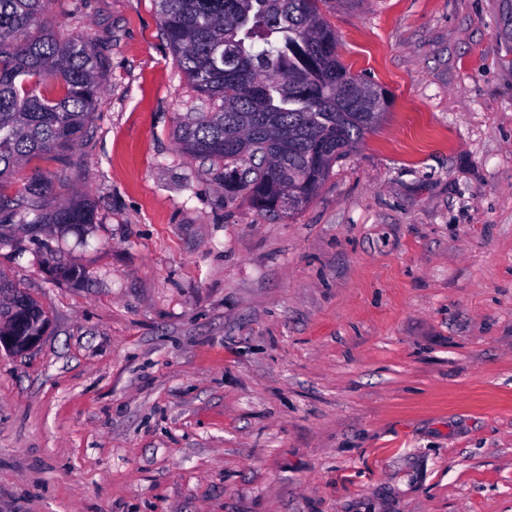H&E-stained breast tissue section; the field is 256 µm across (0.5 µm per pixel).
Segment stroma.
<instances>
[{"instance_id": "1", "label": "stroma", "mask_w": 512, "mask_h": 512, "mask_svg": "<svg viewBox=\"0 0 512 512\" xmlns=\"http://www.w3.org/2000/svg\"><path fill=\"white\" fill-rule=\"evenodd\" d=\"M383 121L292 213L183 153L156 0H54L107 58L0 276V512H512V0H322ZM22 305L32 315L38 317L36 308L28 302L27 295L20 289L0 279V308L1 312L10 310L12 305ZM0 312V348L11 353H23L36 346L40 341L45 326L44 321L39 323L37 329L26 336H18L12 331L2 329L3 315Z\"/></svg>"}]
</instances>
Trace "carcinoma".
Returning a JSON list of instances; mask_svg holds the SVG:
<instances>
[{
  "mask_svg": "<svg viewBox=\"0 0 512 512\" xmlns=\"http://www.w3.org/2000/svg\"><path fill=\"white\" fill-rule=\"evenodd\" d=\"M54 0H0V223L91 224L65 202L46 212L48 181L4 184L34 158L79 142L95 109L105 56L89 34L61 35ZM320 0H158L160 25L198 104L178 126L192 158L219 166L224 187L262 211L293 189L295 210L382 121V89L360 81L338 52ZM36 308L0 280V310Z\"/></svg>",
  "mask_w": 512,
  "mask_h": 512,
  "instance_id": "1",
  "label": "carcinoma"
}]
</instances>
